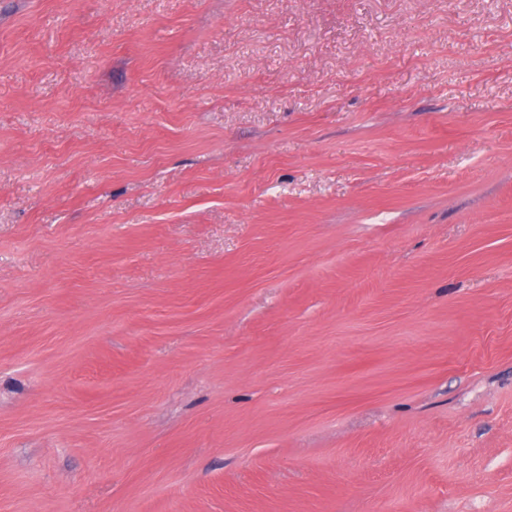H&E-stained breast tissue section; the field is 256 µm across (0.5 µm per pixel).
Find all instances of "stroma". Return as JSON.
<instances>
[{
    "mask_svg": "<svg viewBox=\"0 0 512 512\" xmlns=\"http://www.w3.org/2000/svg\"><path fill=\"white\" fill-rule=\"evenodd\" d=\"M0 512H512V0H0Z\"/></svg>",
    "mask_w": 512,
    "mask_h": 512,
    "instance_id": "1",
    "label": "stroma"
}]
</instances>
